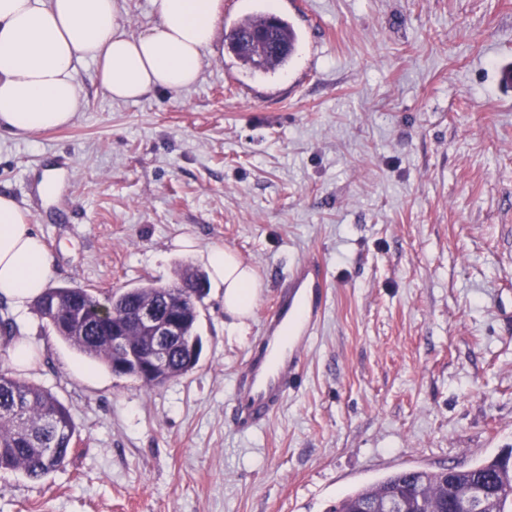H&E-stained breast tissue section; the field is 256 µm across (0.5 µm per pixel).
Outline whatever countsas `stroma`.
Instances as JSON below:
<instances>
[{"label": "stroma", "mask_w": 512, "mask_h": 512, "mask_svg": "<svg viewBox=\"0 0 512 512\" xmlns=\"http://www.w3.org/2000/svg\"><path fill=\"white\" fill-rule=\"evenodd\" d=\"M223 2L228 25L290 21V64L250 71L218 43L194 86L117 102L80 63L72 124L0 131V192L53 286L101 298L201 271L179 236L234 252L259 277L249 330L209 286L198 365L149 388L28 309L22 376L70 409L76 444L41 481L0 474V512H327L400 470L512 452V0ZM311 255L331 286L301 383L238 431L236 376Z\"/></svg>", "instance_id": "1"}]
</instances>
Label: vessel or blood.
Masks as SVG:
<instances>
[{
    "label": "vessel or blood",
    "mask_w": 512,
    "mask_h": 512,
    "mask_svg": "<svg viewBox=\"0 0 512 512\" xmlns=\"http://www.w3.org/2000/svg\"><path fill=\"white\" fill-rule=\"evenodd\" d=\"M327 271L315 258L301 261L281 287L263 324V336L250 352L235 391L234 421L243 431L264 426L295 386L301 365V338L315 333L327 306Z\"/></svg>",
    "instance_id": "b4317fda"
}]
</instances>
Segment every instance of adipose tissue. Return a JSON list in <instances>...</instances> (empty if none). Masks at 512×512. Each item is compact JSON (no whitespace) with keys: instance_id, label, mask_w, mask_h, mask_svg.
Wrapping results in <instances>:
<instances>
[{"instance_id":"1","label":"adipose tissue","mask_w":512,"mask_h":512,"mask_svg":"<svg viewBox=\"0 0 512 512\" xmlns=\"http://www.w3.org/2000/svg\"><path fill=\"white\" fill-rule=\"evenodd\" d=\"M153 25L126 34L119 0H0V129L17 136L73 122L83 99L79 62L96 67L95 78L115 101L195 85L222 17V0H150ZM210 279L224 288L230 329L246 333L257 281L253 269L220 246L177 242ZM52 260L27 212L0 195V299L18 318L47 286Z\"/></svg>"}]
</instances>
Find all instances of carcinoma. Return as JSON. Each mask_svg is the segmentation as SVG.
I'll return each instance as SVG.
<instances>
[{"mask_svg":"<svg viewBox=\"0 0 512 512\" xmlns=\"http://www.w3.org/2000/svg\"><path fill=\"white\" fill-rule=\"evenodd\" d=\"M224 43L244 67L263 72L288 63L297 34L278 16L252 14L224 34ZM202 282V275L187 270L171 285L148 280L102 300L78 287H48L35 307L64 342L113 372L126 362V351L112 345V333L124 335L130 348L152 349L153 338L132 326L136 307L175 312L179 333L165 348V369L149 375L128 371L143 384L158 387L188 374L200 360L202 338L196 325ZM75 434L70 410L54 394L0 368L1 472H20L33 481L45 478L65 464ZM328 512H512V457L468 468L399 471L347 495Z\"/></svg>","mask_w":512,"mask_h":512,"instance_id":"carcinoma-1","label":"carcinoma"}]
</instances>
